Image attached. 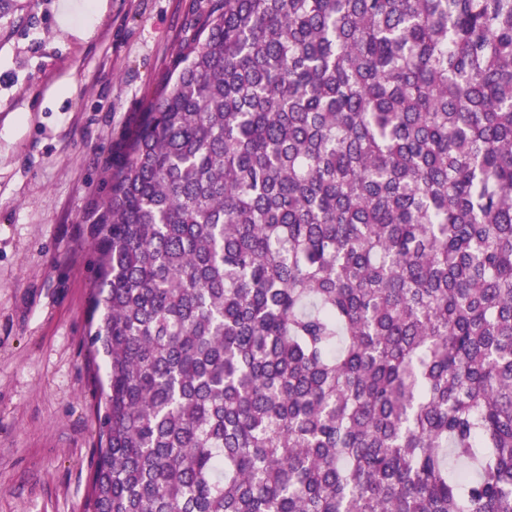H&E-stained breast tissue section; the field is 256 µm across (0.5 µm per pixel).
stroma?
<instances>
[{
  "instance_id": "obj_1",
  "label": "stroma",
  "mask_w": 512,
  "mask_h": 512,
  "mask_svg": "<svg viewBox=\"0 0 512 512\" xmlns=\"http://www.w3.org/2000/svg\"><path fill=\"white\" fill-rule=\"evenodd\" d=\"M31 3L0 17V512H85L106 379L91 215L211 0Z\"/></svg>"
}]
</instances>
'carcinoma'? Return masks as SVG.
Returning <instances> with one entry per match:
<instances>
[{"mask_svg": "<svg viewBox=\"0 0 512 512\" xmlns=\"http://www.w3.org/2000/svg\"><path fill=\"white\" fill-rule=\"evenodd\" d=\"M92 219L86 512H512V0H212Z\"/></svg>", "mask_w": 512, "mask_h": 512, "instance_id": "obj_1", "label": "carcinoma"}]
</instances>
